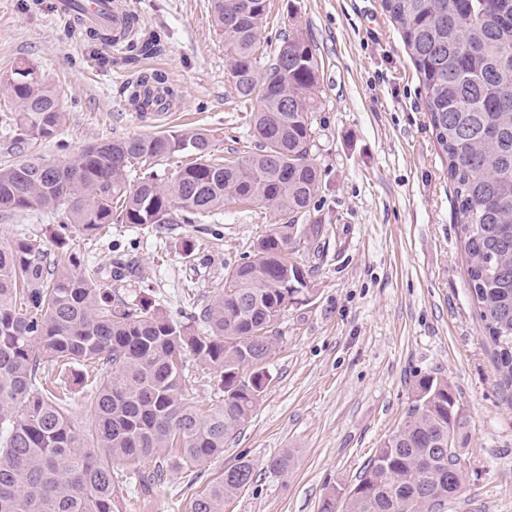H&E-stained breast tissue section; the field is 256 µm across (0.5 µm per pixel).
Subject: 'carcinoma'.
Wrapping results in <instances>:
<instances>
[{
    "instance_id": "cac0c4a2",
    "label": "carcinoma",
    "mask_w": 512,
    "mask_h": 512,
    "mask_svg": "<svg viewBox=\"0 0 512 512\" xmlns=\"http://www.w3.org/2000/svg\"><path fill=\"white\" fill-rule=\"evenodd\" d=\"M400 26L425 91V105L455 194V223L469 287L494 350L500 388L512 392V0H384ZM268 0H211L224 36L229 78L249 114L254 150L215 157L202 133L154 135L86 145L73 161L30 156L0 168V214L53 211L93 237L107 224H195L224 203L258 202L288 221L257 239L253 258L224 275L214 299L178 324L131 304L104 281L122 272L81 268L67 250L35 238L0 247V512H120L116 460L174 450L178 465L224 452L252 415L269 378L263 363L288 308L308 300L309 271L289 260L323 235L301 224L320 181L310 158L311 113L321 105L311 43L281 39L259 53L257 17ZM12 109L0 118L11 143L53 137L60 99L29 61L0 71ZM188 151L196 160L163 184L147 165ZM218 376V403L191 395L182 352ZM100 366L85 404L84 432L69 396L48 389L45 364L63 377L74 363ZM459 409L448 381L418 382L403 423L376 449L357 482L331 494L321 512H439L461 488L465 460L451 454ZM240 460L196 495L187 512H224V500L253 480ZM164 466L137 472L143 494Z\"/></svg>"
}]
</instances>
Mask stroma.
Here are the masks:
<instances>
[{"instance_id": "stroma-1", "label": "stroma", "mask_w": 512, "mask_h": 512, "mask_svg": "<svg viewBox=\"0 0 512 512\" xmlns=\"http://www.w3.org/2000/svg\"><path fill=\"white\" fill-rule=\"evenodd\" d=\"M138 38L161 39L157 55L105 66L71 17L49 0H0V70L36 64L60 95L66 120L27 155L71 160L92 142L161 131L209 134L216 155L251 144L250 105L229 78L224 38L210 0H127ZM261 46L301 34L319 61L322 107L312 115L321 171L309 210L324 251L298 260L310 270L307 301L286 312L269 361V383L222 456L168 467L147 495L126 484L158 458L116 462L121 512H185L225 467L250 461L255 478L224 512H320L332 490L352 486L402 422L420 378L446 379L467 463L444 512H512V393L497 384L493 348L481 331L454 218L448 160L425 108L419 73L383 0H270ZM158 73L172 91L165 118H141L129 100L139 75ZM275 216L262 204L226 203L202 224H113L96 237L69 236L83 263L136 264L137 280L112 282L128 302H147L177 322L207 305L226 268L252 258ZM59 217L0 218V246L34 237L55 249ZM290 453L287 474L268 462Z\"/></svg>"}]
</instances>
